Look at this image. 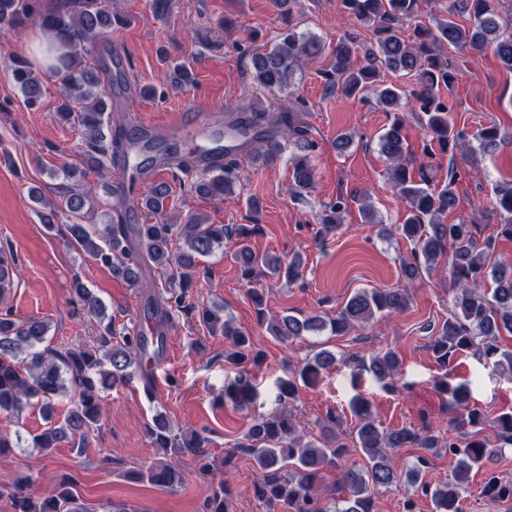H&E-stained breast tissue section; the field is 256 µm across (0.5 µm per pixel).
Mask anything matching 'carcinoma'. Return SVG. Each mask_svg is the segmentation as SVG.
Wrapping results in <instances>:
<instances>
[{
	"instance_id": "cac0c4a2",
	"label": "carcinoma",
	"mask_w": 512,
	"mask_h": 512,
	"mask_svg": "<svg viewBox=\"0 0 512 512\" xmlns=\"http://www.w3.org/2000/svg\"><path fill=\"white\" fill-rule=\"evenodd\" d=\"M344 12L353 15L365 30L375 36L367 47L361 44V35L349 34L332 49L331 70L326 75V88L331 92L354 97L370 93L387 112H394L391 127L380 136V151L392 164L390 180L393 192L407 203L403 222L396 233L411 242L413 248L402 264L405 284L401 288L360 289L348 298L339 314L326 320L321 316L299 318L294 315H267L263 294L250 293L260 324L266 325L269 335L281 342H293L307 333L330 332L342 335L355 326L366 325L377 317L404 311L411 300V286L416 279L431 273L443 257L448 258V276L453 285L451 311L440 326L429 349L442 369L463 352L478 348L485 361L496 368L512 369V351L498 345L499 336L512 334V262L495 255V239L476 238L478 225L465 220L447 221L456 208L455 186L458 180L454 158L448 161V182L431 186L429 159L409 155L402 135L403 108L422 115L423 130L429 142L439 146L441 153L465 141L463 131L450 122L452 99L442 89L452 90L454 74L452 63L445 56L448 47L459 51L492 48L503 67L512 71V35L500 33L499 13L495 0H448V17L427 25L414 21L418 0H340ZM465 17L468 25L457 22ZM35 21L42 30L54 34L57 49V77L61 86V103L56 117L62 122L78 126L84 135L83 161L86 169L103 167L104 158L116 157L123 141L105 132V113L112 100V88L104 71L97 65L84 62L96 41L112 30V8L106 0H56L52 6L46 0H0V31H12ZM412 21L414 27L405 34L404 25ZM322 52L318 39L297 32L288 25L279 35V42L265 53L242 54L250 60L255 82L270 91L284 92L291 88L292 76L308 57ZM362 63H357L358 55ZM11 76L19 87L28 107L39 105L45 74L32 68L28 59L9 56ZM385 72L398 73L415 80L408 90L382 80ZM305 108L299 98L292 102V110L281 113L275 127L268 128L266 113H254V122L231 126L242 143L248 144L251 162L258 167L279 160L282 138H288L297 152L288 158L292 170L291 193L305 198L315 190L316 175L313 165L315 141L308 129L294 125L292 113ZM479 148L486 153L501 145H512V135L495 125L481 128L475 135ZM151 155L139 161L145 167L154 163L153 152L178 159L172 147L155 141H145L140 152ZM239 182L236 161L228 159L224 166L206 170L195 186L198 194L226 199L234 193ZM171 188L165 182L153 183L140 199L157 216L166 211ZM129 195L112 207L113 216L107 224L92 222L95 191L64 187L58 198H38L36 203L45 228L77 249L84 258L104 268L113 278L140 287L146 268L154 269L163 278L161 298L151 303L148 314L155 321L154 328L124 327L116 331L107 324L91 345L48 343L51 324L31 317L12 318L8 310L0 312V412L19 416L26 408L39 404L47 413L53 411V401L67 396L70 407L64 418L45 428L31 439L32 447L49 456L64 441L77 440L83 447L91 430L97 426L102 411L98 384L117 385L131 379L129 368L158 362L166 347V328L173 313L195 315L210 334H221L231 341L224 359L234 366L257 364L260 352L255 350L250 334L235 328L224 319L223 308L189 300L190 288L196 279L207 273L204 261L215 249H228L231 258L241 270L244 280L252 282L264 275L284 276L293 282L301 275L303 260L296 254L285 260L270 252H257L249 244L257 226H229L210 224L197 213H189L183 224L166 221L155 224H125L122 206ZM348 200L337 197L325 206L319 223L326 233L337 230L347 212ZM493 209L501 215L497 235L512 239V182L495 188ZM67 212L71 223L60 225L54 218ZM17 263L14 253L0 249V300L10 288ZM75 294L89 313L99 315L102 304L80 281H75ZM336 364V356L322 350L305 360L287 379L279 381L276 395L278 407L260 414L236 444L235 451L227 453L221 465L233 463L235 452L242 449L254 461V495L269 508L281 506L288 512H373L375 499L384 492L410 487L430 498L433 512H462L461 501L469 493L470 473L481 469L486 462L498 456L503 448L512 447V410L487 414L467 403L468 387L452 386L442 381L440 386L450 395L455 414L448 427L462 433L464 440L448 437V453L456 457L452 478L431 485L423 481L429 461L420 456L412 465L400 463L394 450L417 446L437 448V436L427 428L414 427L386 430L376 420L371 402L361 395L353 398L352 411L359 419L355 446L365 456L360 467L345 466L348 445L337 435L333 425L335 416L327 415L323 425L327 443L304 442L297 433V421L288 404L297 400V382L305 385L317 381L321 372ZM351 367L352 376L373 375L383 388L397 389L395 377L401 369V360L391 349L344 361ZM257 396L252 379L245 373L224 388V399L246 406ZM495 431L496 441L480 436L481 428ZM153 444L163 451V459L154 460L137 471L133 478L164 488H178L183 484L182 472L176 460L182 453L193 451L199 457L198 471L207 476L213 461L203 450L204 440L197 435L174 433L171 423L156 417L150 428ZM329 468L341 470L343 488L347 497L319 494L321 474ZM33 475L25 474L13 481L14 491L9 496L10 512H83L75 479L65 476L43 496L28 492ZM484 491L497 498H512V483H503L497 477L488 478ZM231 489L219 482L211 485L206 512H231Z\"/></svg>"
}]
</instances>
